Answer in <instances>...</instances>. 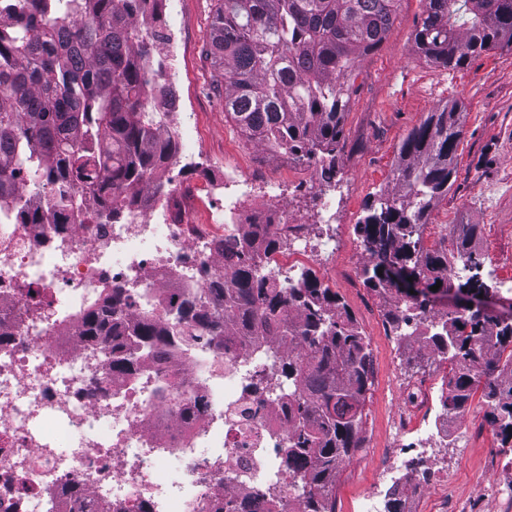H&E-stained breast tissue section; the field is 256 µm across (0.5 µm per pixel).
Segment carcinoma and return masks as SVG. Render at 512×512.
<instances>
[{
    "instance_id": "carcinoma-1",
    "label": "carcinoma",
    "mask_w": 512,
    "mask_h": 512,
    "mask_svg": "<svg viewBox=\"0 0 512 512\" xmlns=\"http://www.w3.org/2000/svg\"><path fill=\"white\" fill-rule=\"evenodd\" d=\"M163 0H11L14 22L0 28V212L18 224H107L134 204L142 184L161 191L158 174L175 159L163 137L166 114L148 111L150 94L165 95L153 59V30ZM207 53L224 82V115L254 144L299 161L317 158L322 179L339 176L351 77L358 59L378 48L394 24L398 0H215ZM413 34L431 64L455 69L482 52L512 47V0H423ZM460 108L426 115L403 139L394 188L365 204L354 225L370 265L364 283L388 294V324L407 336L404 312L430 313L426 337L451 369L443 410L463 415L480 386L487 419L512 443V318L484 308L496 291L479 272L476 224L449 229L452 249L423 245V227L448 196L463 135ZM25 173L28 186L13 179ZM93 192L95 205L83 204ZM48 195L50 208L35 199ZM286 245L269 224H250L224 244L236 258L228 282L174 296L168 324L147 312L129 319L124 292L108 288L80 317L81 336L114 374H133L138 359L160 357L170 336L230 351L272 324L283 344L279 378L260 372L252 388L277 395L291 424L288 484L299 489L296 512H336V475L364 440L371 385L370 343L336 293L308 273L300 288L277 284L262 257ZM470 272L455 282L448 268ZM410 281L404 288L399 280ZM441 282L438 291L430 287ZM68 512H96L71 492Z\"/></svg>"
}]
</instances>
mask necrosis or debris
<instances>
[{"label": "necrosis or debris", "instance_id": "4bbe7bcc", "mask_svg": "<svg viewBox=\"0 0 512 512\" xmlns=\"http://www.w3.org/2000/svg\"><path fill=\"white\" fill-rule=\"evenodd\" d=\"M181 177L173 163L161 174L166 199L145 188L121 224L0 221V512H60L73 484L111 512H280L296 502L281 403L248 388L250 374L270 370L261 352L278 349L276 337L230 353L178 340L132 378L107 373L78 335L104 285L125 290L133 318L144 296L159 305L172 289H202L200 267L227 277L224 243L255 221L289 236L282 258L267 262L277 282L301 287L292 269L335 256V235L313 242L282 182L226 175L208 222L194 224L198 200L183 195ZM188 404L197 412L185 422ZM394 428L406 459L446 436L448 418L436 414L421 431L400 415Z\"/></svg>", "mask_w": 512, "mask_h": 512}]
</instances>
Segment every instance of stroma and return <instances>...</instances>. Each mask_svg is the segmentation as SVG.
Masks as SVG:
<instances>
[{"label": "stroma", "mask_w": 512, "mask_h": 512, "mask_svg": "<svg viewBox=\"0 0 512 512\" xmlns=\"http://www.w3.org/2000/svg\"><path fill=\"white\" fill-rule=\"evenodd\" d=\"M213 6V0H171L163 13L165 25L181 34L172 70L190 115L193 147L203 164L202 169H188L184 181L195 184L201 172L213 181L223 179L228 166L287 181V160L247 144L224 115V97L212 86L214 70L206 54ZM423 9V0H400L387 40L358 61L344 123L343 177L336 187L335 270L367 264L354 232L365 201L392 189V170L407 133L427 113L455 101L466 114L457 174L447 197L431 212L424 244L430 249L443 246L449 225H479L482 273L497 285L512 284V49L474 56L460 69L434 66L413 47ZM311 272L338 294L370 342L366 441L336 477V512H358L362 500L378 488L393 456L394 420L404 408L405 384L429 378L432 409L440 411L450 366L408 364L411 349L390 333L385 300L365 285L346 287L334 270L316 265ZM485 412L482 391H474L457 425L458 440L442 450L448 479L414 492V512H444L449 502L471 506L475 512H512V460L506 458Z\"/></svg>", "instance_id": "stroma-1"}]
</instances>
